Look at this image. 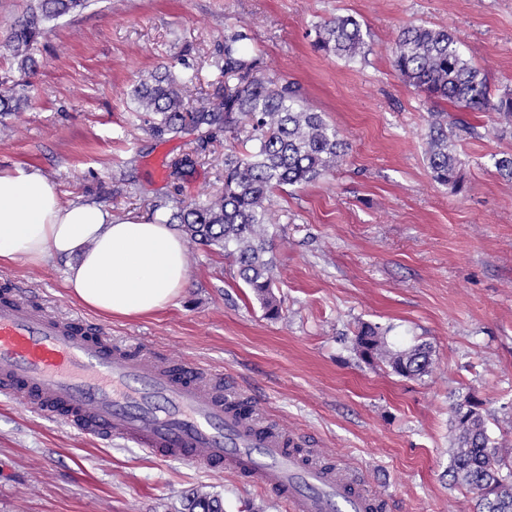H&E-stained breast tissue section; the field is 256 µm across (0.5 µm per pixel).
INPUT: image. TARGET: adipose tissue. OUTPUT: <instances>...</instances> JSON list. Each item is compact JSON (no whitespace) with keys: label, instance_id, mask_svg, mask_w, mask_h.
<instances>
[{"label":"adipose tissue","instance_id":"obj_1","mask_svg":"<svg viewBox=\"0 0 512 512\" xmlns=\"http://www.w3.org/2000/svg\"><path fill=\"white\" fill-rule=\"evenodd\" d=\"M67 262L65 285L106 316L171 306L187 280L186 243L158 219H116L100 202H62L40 170L0 171V261Z\"/></svg>","mask_w":512,"mask_h":512}]
</instances>
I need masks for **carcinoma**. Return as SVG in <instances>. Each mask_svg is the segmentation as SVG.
Returning a JSON list of instances; mask_svg holds the SVG:
<instances>
[{"instance_id":"cac0c4a2","label":"carcinoma","mask_w":512,"mask_h":512,"mask_svg":"<svg viewBox=\"0 0 512 512\" xmlns=\"http://www.w3.org/2000/svg\"><path fill=\"white\" fill-rule=\"evenodd\" d=\"M89 0H36L0 39V56L9 57L23 74L36 70L34 51L47 33L46 23L81 10ZM313 46L346 62L370 53L362 24L338 15L314 27ZM244 26L224 33L220 47L224 82L199 107L185 100L194 77L160 65L130 90L136 111L152 115L150 132L157 139L195 133L205 143L220 132L242 149L224 154V191L219 196L185 203L175 201L165 223L176 224L194 244L214 246L231 257L235 278L250 289L269 319L281 311L273 288L276 262L269 226L274 191L312 183L344 160L349 144L322 113L306 106L297 83L267 72L259 54L246 51ZM392 62L402 80L425 94L432 104L428 132V166L435 181L457 186L459 159L452 143L476 130L464 112H495L512 123V91L492 93L485 75L467 58L462 43L444 28L425 25L400 31ZM25 100L0 92V112H18ZM457 112L459 116L450 117ZM353 349L367 363L381 361L402 377L429 372L432 348L426 343L392 350L380 327L364 324ZM452 447L448 475L475 495V512H512V448L492 439L482 403L467 396L452 407ZM185 512H224L217 495L192 492Z\"/></svg>"}]
</instances>
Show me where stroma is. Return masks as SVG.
Segmentation results:
<instances>
[{
    "label": "stroma",
    "instance_id": "35a3bbf8",
    "mask_svg": "<svg viewBox=\"0 0 512 512\" xmlns=\"http://www.w3.org/2000/svg\"><path fill=\"white\" fill-rule=\"evenodd\" d=\"M338 15L367 27L366 59L314 49V26ZM238 25L247 50L298 82L349 144L333 172L273 197L280 318L265 317L222 250L195 244L167 310L84 315L117 344L223 374L300 447L386 495L384 512H473L448 476L449 419L473 395L492 436L512 446V181L494 167L512 153V134L497 114L470 113L479 135L455 142L461 189L435 181L431 104L394 70L392 47L407 26L447 28L493 88L512 90V0H92L49 22L36 74L20 77L0 58V82L27 101L0 115V171L40 170L64 201L104 203L116 219L221 192L227 141L214 138L193 169L170 178L195 138L151 136L129 91L172 64L209 97L223 80L217 47ZM64 270L55 258L0 262V287L67 314L79 304ZM364 322L397 349L429 343V373L405 378L361 361L352 340ZM196 489L220 495L224 512H285L273 491L98 442L0 395V512H182Z\"/></svg>",
    "mask_w": 512,
    "mask_h": 512
}]
</instances>
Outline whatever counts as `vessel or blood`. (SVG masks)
<instances>
[{
    "label": "vessel or blood",
    "instance_id": "1",
    "mask_svg": "<svg viewBox=\"0 0 512 512\" xmlns=\"http://www.w3.org/2000/svg\"><path fill=\"white\" fill-rule=\"evenodd\" d=\"M0 394L104 442L232 472L288 512H378L359 474L327 469L273 427L243 419L220 374L112 342L100 324L0 295Z\"/></svg>",
    "mask_w": 512,
    "mask_h": 512
}]
</instances>
